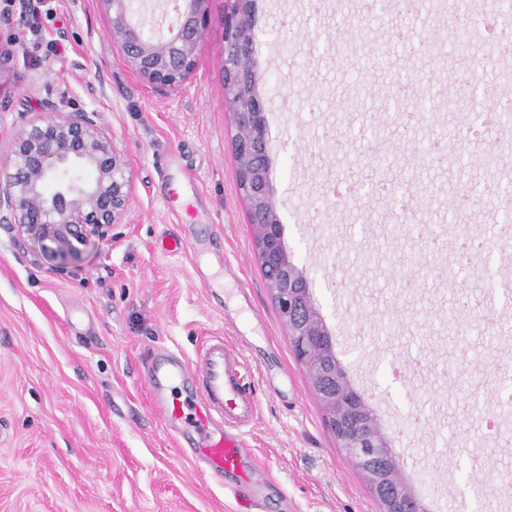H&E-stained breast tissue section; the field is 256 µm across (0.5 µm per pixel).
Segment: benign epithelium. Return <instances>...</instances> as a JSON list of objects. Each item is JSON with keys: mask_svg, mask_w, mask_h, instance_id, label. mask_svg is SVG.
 Masks as SVG:
<instances>
[{"mask_svg": "<svg viewBox=\"0 0 512 512\" xmlns=\"http://www.w3.org/2000/svg\"><path fill=\"white\" fill-rule=\"evenodd\" d=\"M109 33L126 61L145 83L176 92L194 70L211 26L210 0H181L175 18L178 35L154 32L133 9V0H97ZM224 51L235 69L233 86L250 89L229 99L239 179L258 258L275 273L268 281L287 325L294 352L315 391L340 446L382 505V512H425L398 475L389 441L371 408L356 395L337 365L330 335L316 307L307 277L288 254L277 206L271 196L266 155V97L259 88L252 48L256 38L254 0H226ZM28 120L13 141L0 148V222L41 241L67 264L80 257L89 236L121 223L129 206L131 171L112 133L94 110L62 111Z\"/></svg>", "mask_w": 512, "mask_h": 512, "instance_id": "1", "label": "benign epithelium"}]
</instances>
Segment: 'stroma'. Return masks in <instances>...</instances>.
<instances>
[{"label":"stroma","instance_id":"stroma-1","mask_svg":"<svg viewBox=\"0 0 512 512\" xmlns=\"http://www.w3.org/2000/svg\"><path fill=\"white\" fill-rule=\"evenodd\" d=\"M45 5L30 17L0 0L17 17L0 39V146L46 103L97 111L129 163L130 202L66 265L0 223V512H381L257 257L224 90L225 0H211L203 49L173 93L135 74L97 0ZM458 12L478 16L464 60L447 16L427 8L256 0L253 55L284 245L348 378L436 512H512V138L496 122L512 96L497 47L512 17L481 0ZM402 85L422 102L410 123ZM367 132L389 144L387 174L343 155ZM488 145L503 158L492 173ZM174 239L213 251L172 255ZM218 250L220 291L203 284ZM208 336L242 344L257 395L243 477L197 474L151 407L147 355L190 360Z\"/></svg>","mask_w":512,"mask_h":512}]
</instances>
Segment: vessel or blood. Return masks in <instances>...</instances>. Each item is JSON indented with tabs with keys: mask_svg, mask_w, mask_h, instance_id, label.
<instances>
[{
	"mask_svg": "<svg viewBox=\"0 0 512 512\" xmlns=\"http://www.w3.org/2000/svg\"><path fill=\"white\" fill-rule=\"evenodd\" d=\"M146 377L153 410L174 440L184 442L196 471L212 477L240 473L248 456L244 433L257 407L250 375L239 347L214 336L186 362L167 353L154 354ZM190 382L198 394L186 403L171 400L170 387Z\"/></svg>",
	"mask_w": 512,
	"mask_h": 512,
	"instance_id": "b4317fda",
	"label": "vessel or blood"
}]
</instances>
